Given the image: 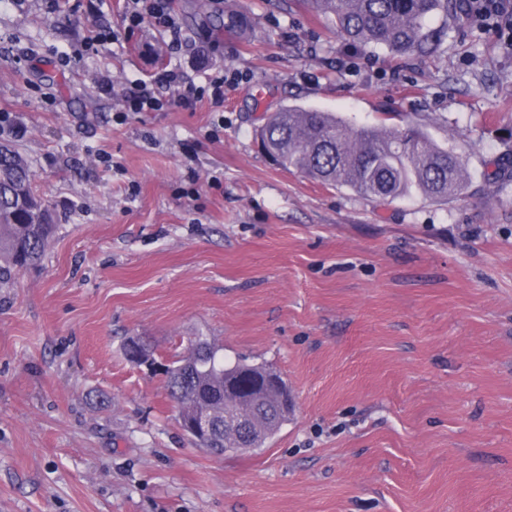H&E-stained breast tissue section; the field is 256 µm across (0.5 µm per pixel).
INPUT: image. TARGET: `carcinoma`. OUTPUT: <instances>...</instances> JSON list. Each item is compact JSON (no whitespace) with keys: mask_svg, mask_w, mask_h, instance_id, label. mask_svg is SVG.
Instances as JSON below:
<instances>
[{"mask_svg":"<svg viewBox=\"0 0 512 512\" xmlns=\"http://www.w3.org/2000/svg\"><path fill=\"white\" fill-rule=\"evenodd\" d=\"M304 2L312 13L333 18L337 31L360 47L421 57L437 49L428 17L460 8V0ZM262 138L278 166L365 196L398 199L419 192L446 200L467 182L455 150L436 143L420 123L399 113H385L375 125L356 126L333 112L288 106L269 115ZM54 230L49 205L34 188L27 160L1 145L0 282L39 262ZM161 375L180 420L194 416L198 408L214 410L224 453L267 447L293 413L288 385L276 370L231 361L206 336L190 340L184 355L166 365ZM227 395L251 411L248 432L239 437L224 430V416L232 410Z\"/></svg>","mask_w":512,"mask_h":512,"instance_id":"cac0c4a2","label":"carcinoma"}]
</instances>
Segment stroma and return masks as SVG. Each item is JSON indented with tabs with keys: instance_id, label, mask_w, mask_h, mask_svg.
I'll list each match as a JSON object with an SVG mask.
<instances>
[{
	"instance_id": "obj_1",
	"label": "stroma",
	"mask_w": 512,
	"mask_h": 512,
	"mask_svg": "<svg viewBox=\"0 0 512 512\" xmlns=\"http://www.w3.org/2000/svg\"><path fill=\"white\" fill-rule=\"evenodd\" d=\"M176 8L187 42L159 62L124 0L94 18L0 0V110L26 129L0 142L56 224L0 282V512H512V42L435 13L437 54L397 59L301 0ZM95 24L116 40L93 55ZM163 66L241 79L220 108L176 90L123 111ZM288 105L411 116L469 180L391 201L279 168L254 130ZM201 334L287 382L269 447H195L162 377L124 357L139 336L166 364ZM126 109L129 112H160L168 105L169 100L160 97L154 85L136 84L123 96Z\"/></svg>"
}]
</instances>
